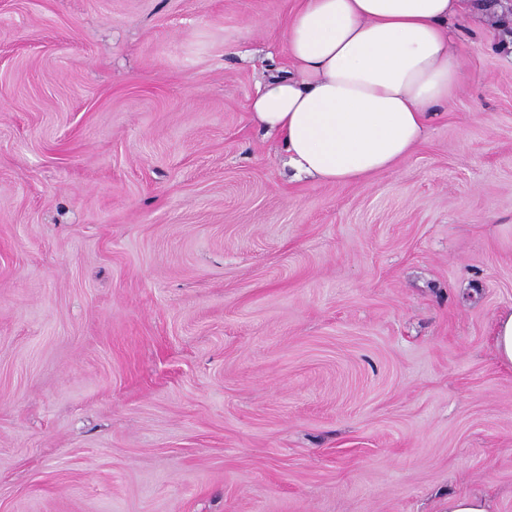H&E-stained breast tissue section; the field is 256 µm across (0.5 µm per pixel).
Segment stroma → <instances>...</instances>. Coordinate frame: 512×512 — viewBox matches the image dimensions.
I'll list each match as a JSON object with an SVG mask.
<instances>
[{
    "label": "stroma",
    "mask_w": 512,
    "mask_h": 512,
    "mask_svg": "<svg viewBox=\"0 0 512 512\" xmlns=\"http://www.w3.org/2000/svg\"><path fill=\"white\" fill-rule=\"evenodd\" d=\"M294 0H0V512H512V0L369 180L251 101ZM493 345L499 362L512 367V310L501 313L493 330ZM445 512H490L485 499L470 495L449 496Z\"/></svg>",
    "instance_id": "obj_1"
}]
</instances>
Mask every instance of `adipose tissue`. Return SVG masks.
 <instances>
[{"label":"adipose tissue","mask_w":512,"mask_h":512,"mask_svg":"<svg viewBox=\"0 0 512 512\" xmlns=\"http://www.w3.org/2000/svg\"><path fill=\"white\" fill-rule=\"evenodd\" d=\"M459 0H298L286 29L292 67L251 102L295 177L360 182L422 141L461 80L450 24Z\"/></svg>","instance_id":"1"}]
</instances>
